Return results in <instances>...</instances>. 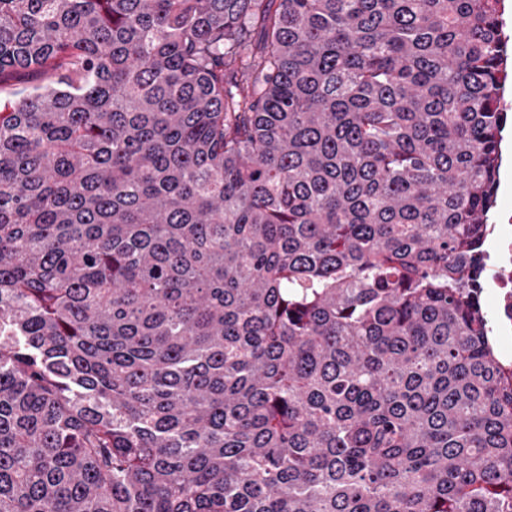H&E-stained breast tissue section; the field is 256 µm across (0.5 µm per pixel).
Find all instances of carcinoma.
Returning <instances> with one entry per match:
<instances>
[{"label":"carcinoma","instance_id":"1","mask_svg":"<svg viewBox=\"0 0 512 512\" xmlns=\"http://www.w3.org/2000/svg\"><path fill=\"white\" fill-rule=\"evenodd\" d=\"M500 4L0 0V512H512ZM486 237V265L481 288L486 302L487 326L499 363L506 375L512 370V194L495 206Z\"/></svg>","mask_w":512,"mask_h":512}]
</instances>
